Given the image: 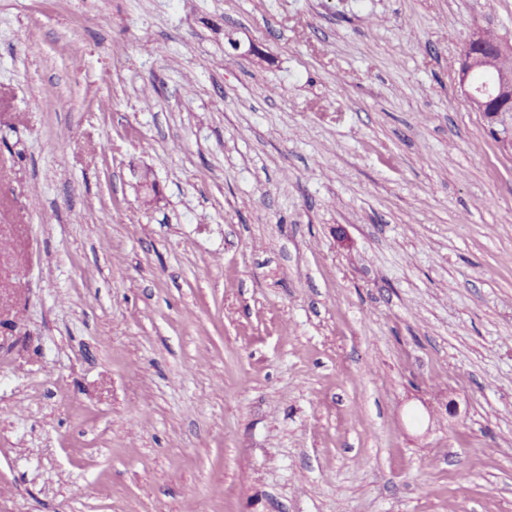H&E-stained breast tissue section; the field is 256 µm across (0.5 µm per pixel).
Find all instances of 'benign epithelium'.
<instances>
[{"label": "benign epithelium", "mask_w": 512, "mask_h": 512, "mask_svg": "<svg viewBox=\"0 0 512 512\" xmlns=\"http://www.w3.org/2000/svg\"><path fill=\"white\" fill-rule=\"evenodd\" d=\"M459 86L505 150L512 149V50L479 32L459 60Z\"/></svg>", "instance_id": "benign-epithelium-1"}]
</instances>
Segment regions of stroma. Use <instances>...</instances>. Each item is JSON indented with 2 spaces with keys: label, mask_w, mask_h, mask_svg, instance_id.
Returning a JSON list of instances; mask_svg holds the SVG:
<instances>
[{
  "label": "stroma",
  "mask_w": 512,
  "mask_h": 512,
  "mask_svg": "<svg viewBox=\"0 0 512 512\" xmlns=\"http://www.w3.org/2000/svg\"><path fill=\"white\" fill-rule=\"evenodd\" d=\"M482 30L512 0H0V512H512Z\"/></svg>",
  "instance_id": "35a3bbf8"
}]
</instances>
